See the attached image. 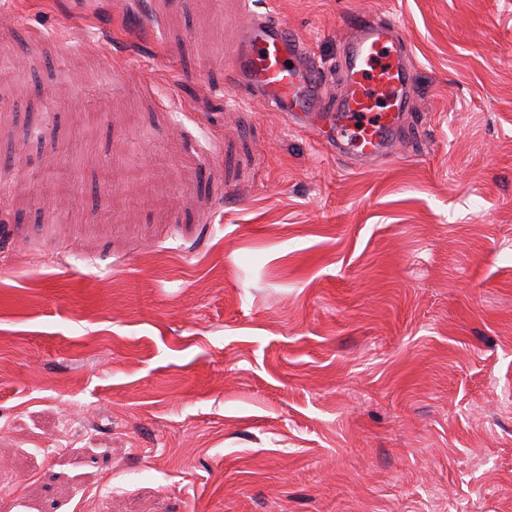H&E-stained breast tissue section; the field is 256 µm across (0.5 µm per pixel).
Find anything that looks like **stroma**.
I'll list each match as a JSON object with an SVG mask.
<instances>
[{"label":"stroma","instance_id":"stroma-1","mask_svg":"<svg viewBox=\"0 0 512 512\" xmlns=\"http://www.w3.org/2000/svg\"><path fill=\"white\" fill-rule=\"evenodd\" d=\"M275 11L402 22L390 158L226 83L242 0H0V512H512V0Z\"/></svg>","mask_w":512,"mask_h":512}]
</instances>
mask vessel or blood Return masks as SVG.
I'll return each instance as SVG.
<instances>
[{
  "label": "vessel or blood",
  "mask_w": 512,
  "mask_h": 512,
  "mask_svg": "<svg viewBox=\"0 0 512 512\" xmlns=\"http://www.w3.org/2000/svg\"><path fill=\"white\" fill-rule=\"evenodd\" d=\"M342 92L323 101L325 68L273 9L245 0L243 21L224 56L227 81L266 103L288 127L316 133L321 145L363 165L390 156L417 89L411 49L393 16L355 19L339 48Z\"/></svg>",
  "instance_id": "1"
}]
</instances>
